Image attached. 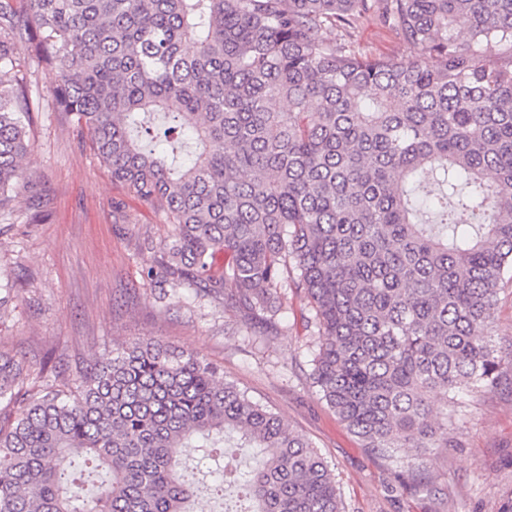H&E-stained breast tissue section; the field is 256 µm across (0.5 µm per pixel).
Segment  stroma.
<instances>
[{
  "mask_svg": "<svg viewBox=\"0 0 512 512\" xmlns=\"http://www.w3.org/2000/svg\"><path fill=\"white\" fill-rule=\"evenodd\" d=\"M325 36L373 58L412 59L373 14ZM19 69L29 90L31 150L23 165L32 185L16 197L12 218H0V348L25 357L20 388L41 374L70 383L77 366L153 338L217 363L225 380L305 435L333 469L346 512H501L512 500V366L497 390L466 399L454 446L426 450L432 490L404 487L415 450L392 462L363 447L312 385L307 299L288 292V330L266 338L243 328L240 314L221 302L148 276L172 225L114 182L73 115L57 111L56 71L26 51ZM486 333L503 356L512 355L511 281L501 286Z\"/></svg>",
  "mask_w": 512,
  "mask_h": 512,
  "instance_id": "stroma-1",
  "label": "stroma"
}]
</instances>
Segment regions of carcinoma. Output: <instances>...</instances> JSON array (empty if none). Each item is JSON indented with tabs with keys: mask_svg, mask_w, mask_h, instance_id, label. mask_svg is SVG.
Wrapping results in <instances>:
<instances>
[{
	"mask_svg": "<svg viewBox=\"0 0 512 512\" xmlns=\"http://www.w3.org/2000/svg\"><path fill=\"white\" fill-rule=\"evenodd\" d=\"M369 13L411 64L322 36ZM24 48L112 180L174 225L157 274L270 335L281 289L306 296L310 378L363 446L451 445L463 396L500 383L485 331L512 272V0H0V213L28 182ZM25 370L0 350V512H188L182 449L231 440L252 464H226L216 496L345 512L312 442L197 353L137 341L65 389L22 391ZM67 456L105 473L97 494ZM406 479L429 487L427 464Z\"/></svg>",
	"mask_w": 512,
	"mask_h": 512,
	"instance_id": "obj_1",
	"label": "carcinoma"
}]
</instances>
